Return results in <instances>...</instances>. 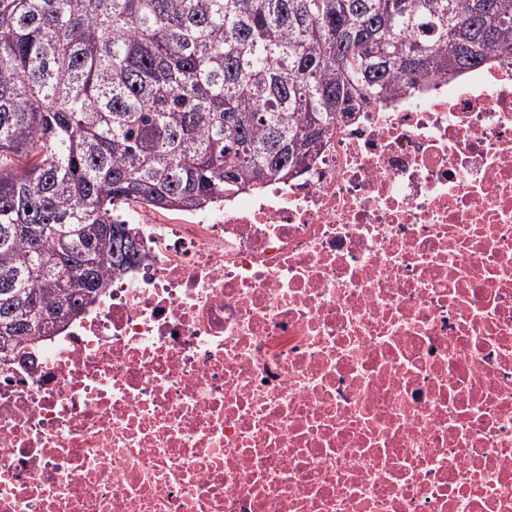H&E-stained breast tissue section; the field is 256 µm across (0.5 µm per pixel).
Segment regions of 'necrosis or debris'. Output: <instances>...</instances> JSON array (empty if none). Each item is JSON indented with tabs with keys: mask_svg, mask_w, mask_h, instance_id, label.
Wrapping results in <instances>:
<instances>
[{
	"mask_svg": "<svg viewBox=\"0 0 512 512\" xmlns=\"http://www.w3.org/2000/svg\"><path fill=\"white\" fill-rule=\"evenodd\" d=\"M0 364V512H512V54L347 123Z\"/></svg>",
	"mask_w": 512,
	"mask_h": 512,
	"instance_id": "necrosis-or-debris-1",
	"label": "necrosis or debris"
}]
</instances>
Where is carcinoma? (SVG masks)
Listing matches in <instances>:
<instances>
[{
  "instance_id": "carcinoma-1",
  "label": "carcinoma",
  "mask_w": 512,
  "mask_h": 512,
  "mask_svg": "<svg viewBox=\"0 0 512 512\" xmlns=\"http://www.w3.org/2000/svg\"><path fill=\"white\" fill-rule=\"evenodd\" d=\"M512 52V0H0V361L139 262L118 206L200 211L334 124Z\"/></svg>"
}]
</instances>
